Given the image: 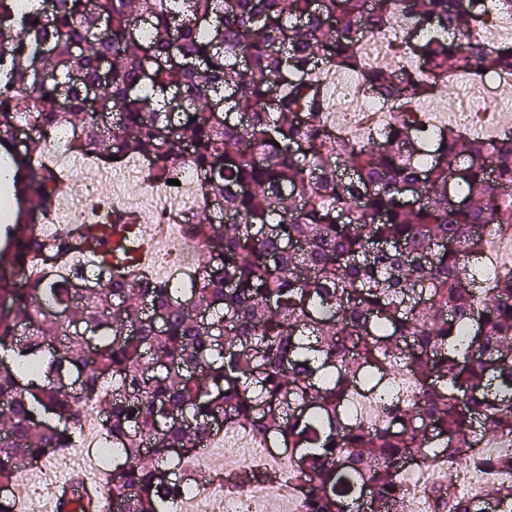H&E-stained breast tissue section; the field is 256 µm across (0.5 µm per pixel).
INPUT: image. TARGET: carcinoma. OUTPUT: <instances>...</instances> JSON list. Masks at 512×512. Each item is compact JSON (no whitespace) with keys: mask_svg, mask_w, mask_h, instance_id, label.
<instances>
[{"mask_svg":"<svg viewBox=\"0 0 512 512\" xmlns=\"http://www.w3.org/2000/svg\"><path fill=\"white\" fill-rule=\"evenodd\" d=\"M18 2L0 0L9 180L54 208L57 177L30 154L69 130L102 163L151 159L149 182L192 168L202 203L183 219L199 250L187 289L132 263L81 291L77 269L54 264L69 232L17 238L18 258L44 266L20 280L0 263L1 487L68 448L92 400L123 512H172L181 489L164 468L222 424L297 452L307 512H348L364 487L389 512L407 495L403 464L429 448L454 471L512 475V452H476L479 427L512 445V267L486 274L477 231L512 224V136L450 126L424 161L415 109L459 73L512 75V43L484 37L512 0H54L49 15ZM395 14L422 62L399 76L357 49ZM340 72L396 108L360 142L327 126L321 76ZM131 301L140 312L121 316ZM397 372L410 386L355 420L358 390ZM71 378L75 392L57 389ZM452 486L431 487L429 512H485ZM494 512H512V484Z\"/></svg>","mask_w":512,"mask_h":512,"instance_id":"obj_1","label":"carcinoma"}]
</instances>
